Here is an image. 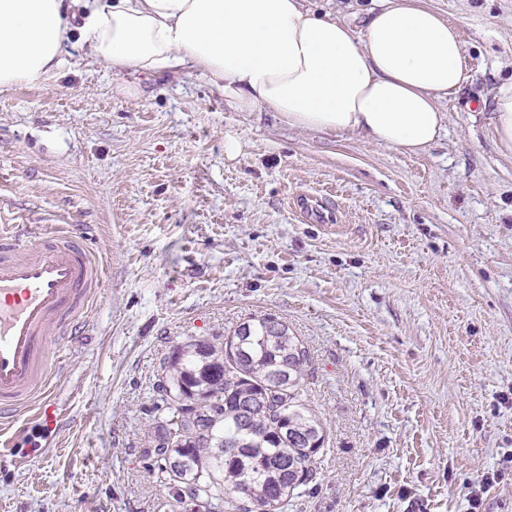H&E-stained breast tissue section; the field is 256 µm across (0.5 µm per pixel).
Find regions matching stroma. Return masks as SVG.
<instances>
[{
    "label": "stroma",
    "mask_w": 512,
    "mask_h": 512,
    "mask_svg": "<svg viewBox=\"0 0 512 512\" xmlns=\"http://www.w3.org/2000/svg\"><path fill=\"white\" fill-rule=\"evenodd\" d=\"M423 2L470 66L418 155L72 46L0 92V225H75L104 268L57 361L56 426L22 420L0 452V512H185L145 453L160 364L266 314L307 348L326 430L287 512H512V157L491 133L512 0Z\"/></svg>",
    "instance_id": "1"
}]
</instances>
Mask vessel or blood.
<instances>
[{
  "label": "vessel or blood",
  "instance_id": "vessel-or-blood-1",
  "mask_svg": "<svg viewBox=\"0 0 512 512\" xmlns=\"http://www.w3.org/2000/svg\"><path fill=\"white\" fill-rule=\"evenodd\" d=\"M101 285L100 265L73 229L34 243L0 229V431L20 413L52 417L46 339L75 335Z\"/></svg>",
  "mask_w": 512,
  "mask_h": 512
}]
</instances>
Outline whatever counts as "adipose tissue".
I'll use <instances>...</instances> for the list:
<instances>
[{
    "label": "adipose tissue",
    "mask_w": 512,
    "mask_h": 512,
    "mask_svg": "<svg viewBox=\"0 0 512 512\" xmlns=\"http://www.w3.org/2000/svg\"><path fill=\"white\" fill-rule=\"evenodd\" d=\"M73 41L115 72L196 74L234 111L410 154L468 73L457 28L420 0H378L358 31L305 0H0V91L56 72Z\"/></svg>",
    "instance_id": "ef3b65f1"
}]
</instances>
